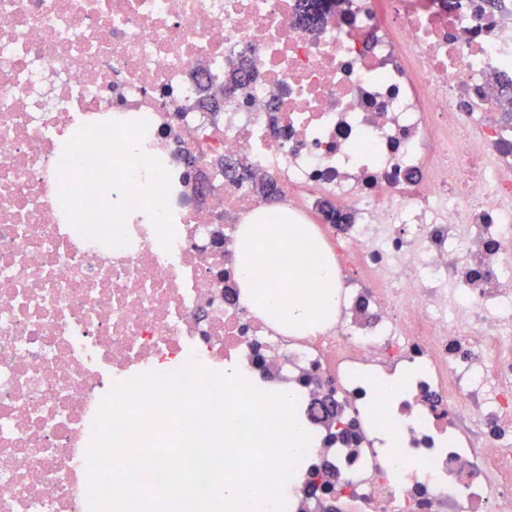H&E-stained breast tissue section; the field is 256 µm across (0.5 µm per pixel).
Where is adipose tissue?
Instances as JSON below:
<instances>
[{
	"instance_id": "1",
	"label": "adipose tissue",
	"mask_w": 512,
	"mask_h": 512,
	"mask_svg": "<svg viewBox=\"0 0 512 512\" xmlns=\"http://www.w3.org/2000/svg\"><path fill=\"white\" fill-rule=\"evenodd\" d=\"M305 239L301 225L285 223L281 216L271 214L255 223L241 227L238 244L240 284L244 299L261 314L304 328L315 330L336 311V269L325 260L317 261L306 271L308 288L286 287L293 274L278 263L268 261L271 253H294ZM262 271L274 285L273 290L257 294L251 288V274Z\"/></svg>"
}]
</instances>
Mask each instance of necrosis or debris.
I'll use <instances>...</instances> for the list:
<instances>
[{"label": "necrosis or debris", "instance_id": "necrosis-or-debris-1", "mask_svg": "<svg viewBox=\"0 0 512 512\" xmlns=\"http://www.w3.org/2000/svg\"><path fill=\"white\" fill-rule=\"evenodd\" d=\"M298 4L0 0V512H87L102 397L191 358L299 392L287 512H512V0ZM275 202L336 266L311 333L241 299Z\"/></svg>", "mask_w": 512, "mask_h": 512}]
</instances>
